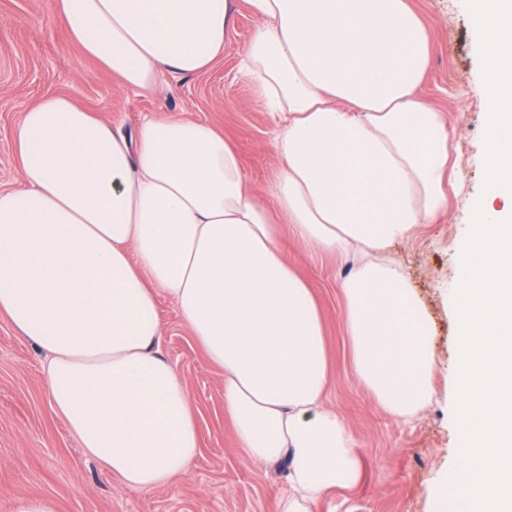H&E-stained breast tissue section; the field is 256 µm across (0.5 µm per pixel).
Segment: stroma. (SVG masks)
Wrapping results in <instances>:
<instances>
[{
  "mask_svg": "<svg viewBox=\"0 0 512 512\" xmlns=\"http://www.w3.org/2000/svg\"><path fill=\"white\" fill-rule=\"evenodd\" d=\"M422 19L430 67L421 94L454 128L459 191L445 217L420 225L393 256L433 321L437 398L405 423L385 412L353 373L339 288L344 260L320 259L286 243L288 260L313 288L330 355L329 403L352 432L364 463L361 481L337 490L318 512H431L442 479L455 469L459 443L451 378L457 355L453 288L473 208L485 198V124L480 35L463 0H408ZM261 22L237 0L224 53L205 71L164 73L154 89L126 88L70 43L50 0H0V188L17 179L14 132L40 97L65 95L135 138L147 116L189 117L223 130L247 181L263 189L278 165L274 122L241 75L239 59ZM163 356L185 380L199 453L171 486L131 490L81 448L51 407L44 354L0 316V512L24 496L54 500L57 512H278L285 486L277 466L253 464L224 414V375L206 357L168 296L158 299Z\"/></svg>",
  "mask_w": 512,
  "mask_h": 512,
  "instance_id": "1",
  "label": "stroma"
}]
</instances>
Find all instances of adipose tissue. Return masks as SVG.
I'll list each match as a JSON object with an SVG mask.
<instances>
[{
	"label": "adipose tissue",
	"instance_id": "ef3b65f1",
	"mask_svg": "<svg viewBox=\"0 0 512 512\" xmlns=\"http://www.w3.org/2000/svg\"><path fill=\"white\" fill-rule=\"evenodd\" d=\"M261 20L240 70L275 121L280 164L252 188L208 122L144 120L135 140L63 95L14 135L0 189V313L46 358L51 405L129 488L187 472V385L160 354L168 296L224 373V410L255 464L286 472L279 512H314L362 459L328 404L319 302L283 238L351 260L342 284L356 377L408 421L432 404V325L387 256L448 212L454 132L418 88L424 24L407 0H246ZM233 0H52L71 41L128 88L201 72Z\"/></svg>",
	"mask_w": 512,
	"mask_h": 512
}]
</instances>
